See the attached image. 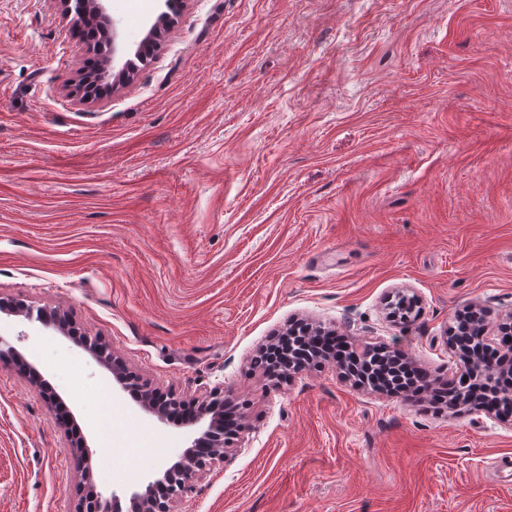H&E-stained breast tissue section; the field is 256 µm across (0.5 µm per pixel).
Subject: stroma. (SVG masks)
<instances>
[{"label":"stroma","instance_id":"35a3bbf8","mask_svg":"<svg viewBox=\"0 0 512 512\" xmlns=\"http://www.w3.org/2000/svg\"><path fill=\"white\" fill-rule=\"evenodd\" d=\"M164 0H109L119 45ZM93 100L58 0H0V301L62 307L152 387L224 386L246 430L174 512H512V425L253 365L298 319L440 382L456 313L512 317V0H182ZM407 296L400 321L389 299ZM0 512H77V440L112 395L103 497L157 477L159 423L69 337L0 313ZM35 365L43 386L31 383ZM60 398L68 428L43 391Z\"/></svg>","mask_w":512,"mask_h":512}]
</instances>
